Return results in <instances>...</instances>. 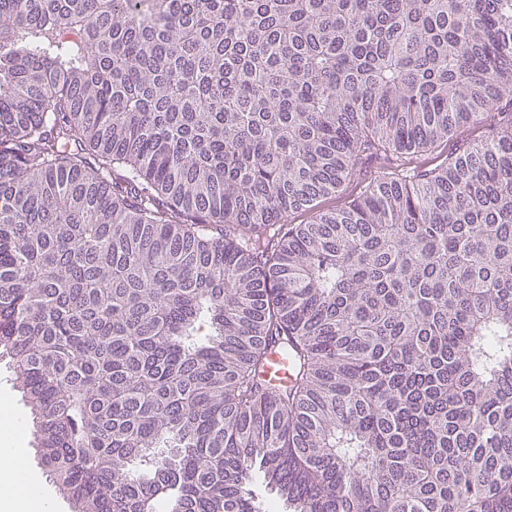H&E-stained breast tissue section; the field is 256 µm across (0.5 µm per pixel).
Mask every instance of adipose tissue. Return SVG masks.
<instances>
[{
  "label": "adipose tissue",
  "mask_w": 512,
  "mask_h": 512,
  "mask_svg": "<svg viewBox=\"0 0 512 512\" xmlns=\"http://www.w3.org/2000/svg\"><path fill=\"white\" fill-rule=\"evenodd\" d=\"M23 438L9 407L0 408V512H49L42 487L28 469Z\"/></svg>",
  "instance_id": "1"
}]
</instances>
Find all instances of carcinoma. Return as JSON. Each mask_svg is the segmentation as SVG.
Returning <instances> with one entry per match:
<instances>
[{
	"mask_svg": "<svg viewBox=\"0 0 512 512\" xmlns=\"http://www.w3.org/2000/svg\"><path fill=\"white\" fill-rule=\"evenodd\" d=\"M0 351L74 512H512V0H0ZM482 131L483 130L479 128L464 127L459 132H457V135L454 136L453 140L448 141V147L443 149L441 147L431 152L428 151L423 153L422 156H418V158L414 160L416 162L414 165L433 168L436 165H439L444 160L445 156L454 150L455 147H458L456 145H461L462 143L466 144L468 142L480 139V136L483 135ZM292 378V368L282 355L274 351L269 357L264 379L272 388H283L289 384Z\"/></svg>",
	"mask_w": 512,
	"mask_h": 512,
	"instance_id": "obj_1",
	"label": "carcinoma"
}]
</instances>
